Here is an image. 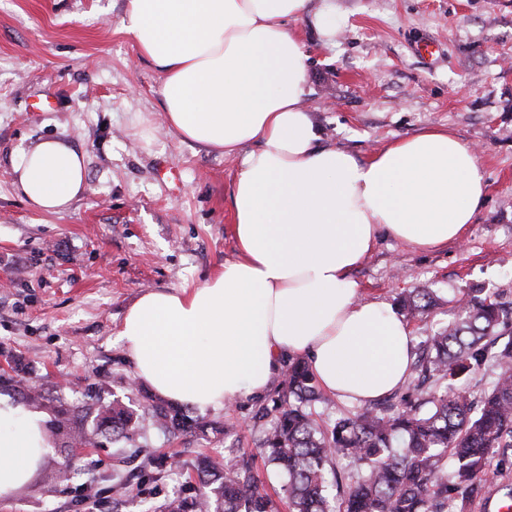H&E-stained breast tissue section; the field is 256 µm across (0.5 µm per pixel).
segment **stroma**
Listing matches in <instances>:
<instances>
[{"label": "stroma", "instance_id": "obj_1", "mask_svg": "<svg viewBox=\"0 0 512 512\" xmlns=\"http://www.w3.org/2000/svg\"><path fill=\"white\" fill-rule=\"evenodd\" d=\"M125 0H0V353L29 383L84 401L138 404L117 337L145 291L199 288L236 260L230 196L237 156L162 129L161 71L119 20ZM325 43L300 25L311 54L307 106L327 143L363 159L392 139L443 126L476 147L486 198L463 240L418 251L380 235L355 269L364 296L399 305L416 288L438 304L410 321L415 341L453 319L465 289L512 300V0H336ZM437 43L432 57L415 44ZM58 138L86 159L88 189L48 214L18 193L14 167ZM205 420L225 431L171 441L148 431L134 446L86 449L67 483L46 480L49 451L0 512H163L196 479L198 453L237 463L256 448L252 416L280 390Z\"/></svg>", "mask_w": 512, "mask_h": 512}]
</instances>
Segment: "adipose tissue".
Masks as SVG:
<instances>
[{
    "mask_svg": "<svg viewBox=\"0 0 512 512\" xmlns=\"http://www.w3.org/2000/svg\"><path fill=\"white\" fill-rule=\"evenodd\" d=\"M337 33L334 0H126L121 30L164 74V125L235 155V261L200 288L148 290L118 330L133 377L201 412L263 396L287 356L359 406L410 375L413 337L391 305L367 300L354 269L379 232L419 251L461 241L486 195L476 150L429 127L364 160L324 143L310 111L309 53L296 27ZM16 187L46 213L86 191L85 157L47 139ZM52 446L45 416L0 397V499Z\"/></svg>",
    "mask_w": 512,
    "mask_h": 512,
    "instance_id": "1",
    "label": "adipose tissue"
}]
</instances>
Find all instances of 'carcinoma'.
Listing matches in <instances>:
<instances>
[{
    "mask_svg": "<svg viewBox=\"0 0 512 512\" xmlns=\"http://www.w3.org/2000/svg\"><path fill=\"white\" fill-rule=\"evenodd\" d=\"M435 304L427 288L402 299V311L421 319ZM459 316L425 338L414 351L411 388L387 405L343 413L322 427L312 407L331 403L305 361L288 362L283 391L253 419H271L257 453L285 477L288 512H467L490 484L496 448H512V301L471 288L458 299ZM493 377L479 400L460 383L482 368ZM0 374V385L28 406L51 412L50 437L64 454L58 477L71 471L72 449L103 442H131L152 427L178 438L224 431L220 422L189 415L186 407L144 396L150 423L119 402L94 397L70 404L45 390ZM354 466L352 481L340 490L336 460ZM453 459L448 468L447 459ZM198 481L170 498L165 512H280L249 462L227 465L211 456L196 461Z\"/></svg>",
    "mask_w": 512,
    "mask_h": 512,
    "instance_id": "carcinoma-1",
    "label": "carcinoma"
}]
</instances>
